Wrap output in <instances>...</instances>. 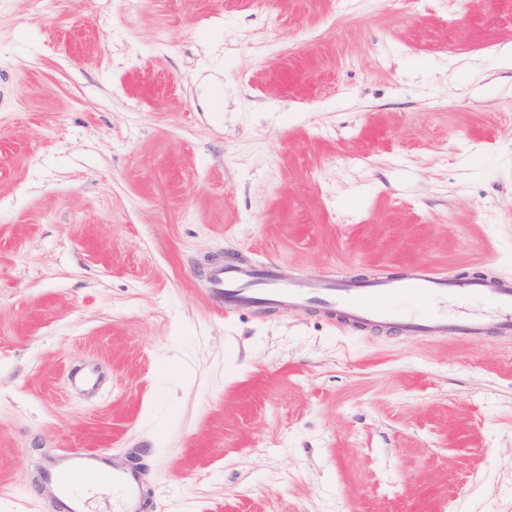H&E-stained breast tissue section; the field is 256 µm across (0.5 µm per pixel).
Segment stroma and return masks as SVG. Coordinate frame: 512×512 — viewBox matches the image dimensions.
I'll return each mask as SVG.
<instances>
[{"instance_id": "1", "label": "stroma", "mask_w": 512, "mask_h": 512, "mask_svg": "<svg viewBox=\"0 0 512 512\" xmlns=\"http://www.w3.org/2000/svg\"><path fill=\"white\" fill-rule=\"evenodd\" d=\"M511 47L512 0H0V512L63 448L146 512H512V340L196 282L512 278Z\"/></svg>"}]
</instances>
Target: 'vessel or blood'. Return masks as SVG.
I'll return each mask as SVG.
<instances>
[{
	"label": "vessel or blood",
	"instance_id": "obj_1",
	"mask_svg": "<svg viewBox=\"0 0 512 512\" xmlns=\"http://www.w3.org/2000/svg\"><path fill=\"white\" fill-rule=\"evenodd\" d=\"M206 291L219 312L282 306L298 312L323 308L345 322L382 327L414 337L512 338V280L462 281L432 269L416 268L400 278L360 282L329 274L315 280L283 278L254 263L216 261L203 272ZM479 297L483 311L460 309L448 316L449 300ZM422 307L407 310L403 301ZM93 477L112 487V512H145L141 469L93 449H70L49 456L42 482L51 493L53 512H90L86 497L72 491V476Z\"/></svg>",
	"mask_w": 512,
	"mask_h": 512
}]
</instances>
